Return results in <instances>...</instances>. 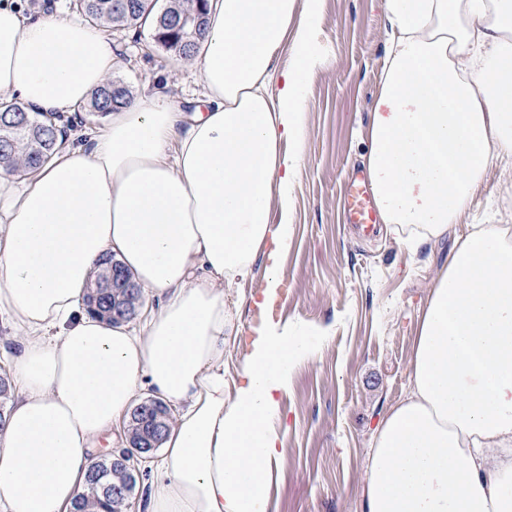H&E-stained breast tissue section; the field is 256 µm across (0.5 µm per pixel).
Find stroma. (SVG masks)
<instances>
[{
    "label": "stroma",
    "instance_id": "stroma-1",
    "mask_svg": "<svg viewBox=\"0 0 512 512\" xmlns=\"http://www.w3.org/2000/svg\"><path fill=\"white\" fill-rule=\"evenodd\" d=\"M115 77L132 92L161 88L193 112L204 88L193 65L174 61L149 31L115 34ZM315 39L326 64L310 73L305 164L293 190V240L276 265L275 322L323 334L279 396L281 456L270 512H362L376 429L409 395L418 318L428 291L477 224L512 225V167L493 165L474 204L447 239L409 250L387 225L358 237L345 218L349 171L364 166L365 138L386 60L387 22L378 0H322ZM263 277L233 289L235 343L224 354L234 395L258 321Z\"/></svg>",
    "mask_w": 512,
    "mask_h": 512
}]
</instances>
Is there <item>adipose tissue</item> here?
I'll return each instance as SVG.
<instances>
[{
	"instance_id": "1",
	"label": "adipose tissue",
	"mask_w": 512,
	"mask_h": 512,
	"mask_svg": "<svg viewBox=\"0 0 512 512\" xmlns=\"http://www.w3.org/2000/svg\"><path fill=\"white\" fill-rule=\"evenodd\" d=\"M321 0H208L192 117L158 91L65 140L27 178L0 175V317L12 386L0 512H72L100 438L142 389L176 414L147 512H268L278 393L311 351L272 327L224 391L225 289L292 238ZM388 54L367 171L408 248L447 237L489 166L512 161V0H380ZM293 63L277 69L284 41ZM107 31L0 0V103L69 115L112 75ZM116 257L146 299L141 331L89 313ZM410 395L381 419L363 512H512V229L475 225L420 315Z\"/></svg>"
}]
</instances>
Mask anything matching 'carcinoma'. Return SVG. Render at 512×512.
I'll return each mask as SVG.
<instances>
[{
	"mask_svg": "<svg viewBox=\"0 0 512 512\" xmlns=\"http://www.w3.org/2000/svg\"><path fill=\"white\" fill-rule=\"evenodd\" d=\"M158 0H77L76 8L89 21L105 28L149 27L154 42L177 61L187 62L192 57V46L198 37L180 25L182 11L194 8L191 0H167L163 9H156ZM132 91L120 79H111L98 88L90 102L82 107L89 116H104L129 104ZM23 113L19 106L0 107V163H5L9 173L24 175L45 162L54 152L61 139L84 118L76 114L58 124L50 118L29 117L22 128L15 127L16 117ZM140 298L127 293L120 285H112V258L103 261L100 269L88 285L87 305L91 313L111 322L112 306L126 310L124 320L131 319ZM127 452L138 448L140 455L150 453L143 447L149 437L146 417L132 411L127 428ZM137 484L126 460L121 455L96 459L89 467L86 482L76 501L75 512H124L130 494Z\"/></svg>",
	"mask_w": 512,
	"mask_h": 512,
	"instance_id": "cac0c4a2",
	"label": "carcinoma"
}]
</instances>
